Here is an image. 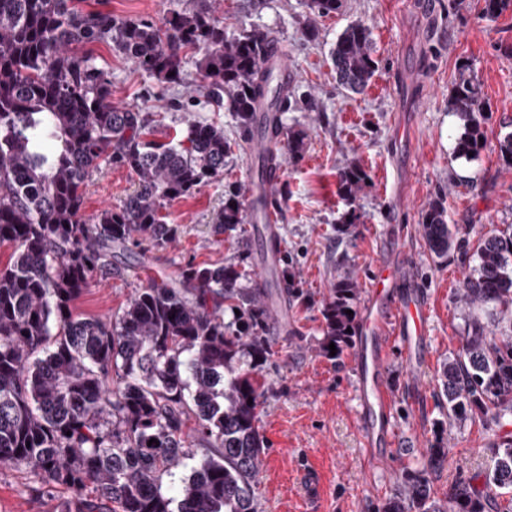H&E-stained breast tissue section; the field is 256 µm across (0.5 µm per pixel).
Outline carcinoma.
Returning <instances> with one entry per match:
<instances>
[{
	"label": "carcinoma",
	"instance_id": "carcinoma-1",
	"mask_svg": "<svg viewBox=\"0 0 512 512\" xmlns=\"http://www.w3.org/2000/svg\"><path fill=\"white\" fill-rule=\"evenodd\" d=\"M85 0H0V243L15 245L0 268V473L24 466L33 491L63 487L59 512H258L255 486L265 450L259 407L264 368L278 355L268 288L238 265L189 264L175 281L139 288L111 319L82 317L74 303L93 276L112 269V254L146 241L166 248L177 228L163 208L224 173L232 143L224 129L188 123L183 136L150 139L147 112L112 103V79L89 46L107 43L160 82L180 84L186 48L201 54L208 99L227 102L243 136L255 129L263 100L275 130L296 156L303 133L283 126L291 107L267 64L268 33L229 35L205 2L172 11L161 24L87 10ZM331 14L342 0H307ZM370 30L349 25L329 52L338 85L362 93L377 71ZM449 107L462 121L456 153L486 147L480 88L466 74ZM135 176L117 207L83 217L86 180L101 166ZM366 172L350 164L338 191L357 197ZM242 188L224 196L212 232L249 248ZM437 259L465 252L467 232L448 223L442 197L422 215ZM475 274L457 300L466 330L444 363L440 401L448 428L469 415L512 419V227L485 234ZM353 281L336 282L323 305L319 354L353 342L358 324ZM496 309L495 330L473 314ZM353 314H347V311ZM232 312L225 319L226 312ZM152 439L157 443L148 445ZM202 457L174 501L163 478L183 460ZM494 466L482 488L460 481L432 496L429 474L448 449L438 439L421 470L406 471L379 512H486L512 489V437L493 443Z\"/></svg>",
	"mask_w": 512,
	"mask_h": 512
}]
</instances>
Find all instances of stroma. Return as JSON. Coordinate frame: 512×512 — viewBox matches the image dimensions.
I'll return each instance as SVG.
<instances>
[{
  "instance_id": "obj_1",
  "label": "stroma",
  "mask_w": 512,
  "mask_h": 512,
  "mask_svg": "<svg viewBox=\"0 0 512 512\" xmlns=\"http://www.w3.org/2000/svg\"><path fill=\"white\" fill-rule=\"evenodd\" d=\"M212 3L227 34L271 32L288 51L289 89L312 93L317 103L316 110L283 115L288 126L307 134L299 156L281 153L283 177L275 188L282 249L307 299L289 305L288 336L279 339L280 355L264 370L272 390L259 409L266 440L256 489L259 512H378L404 471L423 468L427 448L439 437L449 453L432 477L437 497L461 480L482 486L492 467L494 436L512 433V421L498 427L483 417L441 431L438 373L465 334L456 296L474 267L480 237L512 225V168L498 153L499 139L512 132V7L489 18L482 12L483 0H343L341 9L329 15L310 13L304 0ZM87 6L158 23L171 11L192 9L194 0H88ZM355 22L370 28L378 62L361 94L342 90L328 61L330 47ZM309 27L315 39L306 38ZM94 53L112 75L113 103L156 116V140L167 141L195 119L221 126L228 139L238 142L231 112L200 90L197 52L187 53L183 82L176 87L136 68L109 45H95ZM465 66L481 87L479 108L485 115L486 147L472 160L455 152L462 127L448 104ZM352 163L366 171L369 182L350 202L337 192V175ZM256 172V158L239 145L222 176L167 206L168 221L178 229L174 243L164 250L144 244L113 258L111 272L96 274L76 301V313L111 317L136 289L155 278H177L190 263L240 260L256 273L260 236H253L243 256L232 241L211 233L227 186L249 184ZM132 189L125 169L93 173L86 184L84 217L119 205ZM439 196L449 223L469 229L466 253L455 251L442 260L431 255L420 231L424 211ZM352 210L360 216L356 228L337 236V226ZM392 255L409 265L431 303L428 356L412 372L399 349L391 350L386 377L397 445L387 461L374 464L357 424L349 354L329 359L315 346L322 336V304L336 280L350 277L366 291L378 261ZM305 467L320 474L319 501L305 493ZM67 497L64 491L36 497L27 470L0 473V512H57Z\"/></svg>"
}]
</instances>
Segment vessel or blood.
I'll return each mask as SVG.
<instances>
[{"instance_id":"obj_1","label":"vessel or blood","mask_w":512,"mask_h":512,"mask_svg":"<svg viewBox=\"0 0 512 512\" xmlns=\"http://www.w3.org/2000/svg\"><path fill=\"white\" fill-rule=\"evenodd\" d=\"M281 176V169H270L265 181L254 185L249 202L251 219L263 224L269 236L275 233L279 222L271 198ZM363 306L364 319L351 347L350 363L360 402L358 427L370 460L376 461L396 445L389 419L392 393L385 380L388 348L399 344L410 366L423 362L430 303L414 288L405 265L387 257L378 264Z\"/></svg>"}]
</instances>
